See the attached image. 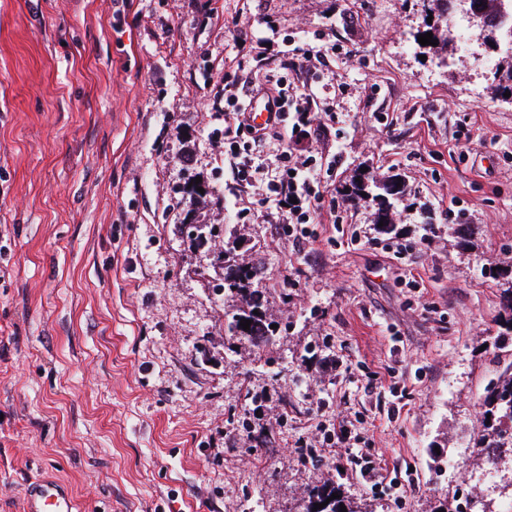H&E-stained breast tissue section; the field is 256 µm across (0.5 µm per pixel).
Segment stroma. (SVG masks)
<instances>
[{
  "mask_svg": "<svg viewBox=\"0 0 512 512\" xmlns=\"http://www.w3.org/2000/svg\"><path fill=\"white\" fill-rule=\"evenodd\" d=\"M231 15L272 50L328 51L331 187L399 176L409 260L377 248L368 203L344 220L353 246L328 227L293 247L263 211L237 221L215 134ZM429 25L444 23L420 0H0V512H24L37 474L79 512H302L326 480L354 512H454L448 461L475 469L473 421L512 362L481 274L512 265V101L490 89L500 54L441 65L415 41ZM197 179L208 193L189 209ZM223 250L259 267L273 344L225 335ZM264 388L265 443L248 432ZM339 410L400 487L363 482L345 449L297 451Z\"/></svg>",
  "mask_w": 512,
  "mask_h": 512,
  "instance_id": "obj_1",
  "label": "stroma"
}]
</instances>
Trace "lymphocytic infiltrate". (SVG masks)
<instances>
[{
  "label": "lymphocytic infiltrate",
  "mask_w": 512,
  "mask_h": 512,
  "mask_svg": "<svg viewBox=\"0 0 512 512\" xmlns=\"http://www.w3.org/2000/svg\"><path fill=\"white\" fill-rule=\"evenodd\" d=\"M238 48L224 68V153L230 160L233 184L253 187L258 177H266V189L254 205L237 212L247 221L253 207L282 217L283 234L299 242L317 238L316 220L326 218L339 224L340 214L351 201H337L328 186L340 159L331 151L336 114L322 108L309 76L320 60L318 50L296 47L283 59V72L294 73L292 84L282 75L263 78L249 76L245 47L248 33L238 18L224 21ZM262 95L277 121L274 126L255 128L245 112L253 95Z\"/></svg>",
  "instance_id": "1"
}]
</instances>
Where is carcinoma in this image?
<instances>
[{
	"instance_id": "obj_1",
	"label": "carcinoma",
	"mask_w": 512,
	"mask_h": 512,
	"mask_svg": "<svg viewBox=\"0 0 512 512\" xmlns=\"http://www.w3.org/2000/svg\"><path fill=\"white\" fill-rule=\"evenodd\" d=\"M494 89L512 93V61L497 64L493 72ZM399 179L383 181L369 179L359 181L345 189L346 197L357 203L371 201L374 214H384L385 220L380 230L386 234L396 231L393 214L399 202L406 194V186H397ZM258 276V268L239 263L237 260L224 261V292L239 297L240 305L225 322V333L236 336L261 348L269 340L277 339L279 330L270 328L263 312V302L258 290L252 288L253 280ZM249 320L250 331L240 326L241 320ZM512 448V363L507 365L496 382L487 389L480 412L478 431L473 439L472 454L486 463L498 465L502 457L499 449ZM334 493H341L336 483L328 480L311 491L304 512H341L340 505L345 503L342 497L328 500ZM326 503L323 508L315 504Z\"/></svg>"
}]
</instances>
